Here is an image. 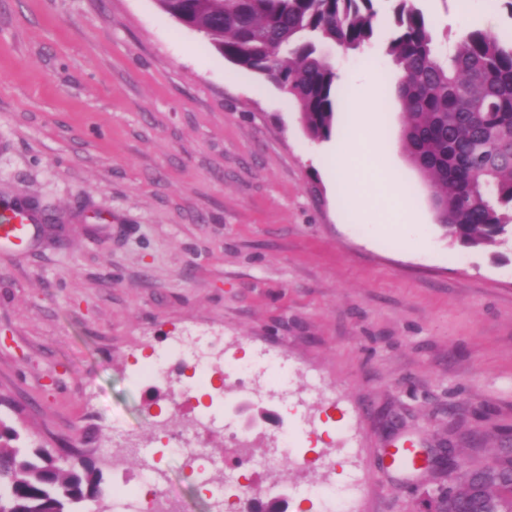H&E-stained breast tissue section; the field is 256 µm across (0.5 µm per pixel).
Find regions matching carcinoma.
I'll return each mask as SVG.
<instances>
[{"instance_id": "obj_1", "label": "carcinoma", "mask_w": 512, "mask_h": 512, "mask_svg": "<svg viewBox=\"0 0 512 512\" xmlns=\"http://www.w3.org/2000/svg\"><path fill=\"white\" fill-rule=\"evenodd\" d=\"M186 19L233 64L265 76L299 108L308 134L327 139L336 110V71L322 48L372 44L381 23L398 70L397 93L412 165L435 188L438 223L468 247L512 239V40L475 27L442 55L415 0H157ZM0 423V512H86L102 495L93 461L64 448H21ZM492 466L448 459L441 512H512V444H498Z\"/></svg>"}]
</instances>
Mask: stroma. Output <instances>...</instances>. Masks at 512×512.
Returning <instances> with one entry per match:
<instances>
[{
    "label": "stroma",
    "mask_w": 512,
    "mask_h": 512,
    "mask_svg": "<svg viewBox=\"0 0 512 512\" xmlns=\"http://www.w3.org/2000/svg\"><path fill=\"white\" fill-rule=\"evenodd\" d=\"M442 53L462 30L512 39L504 0H419ZM378 28L363 51H325L339 80L330 139H312L276 85L224 59L157 0H0V204L42 217L22 250L0 248V421L19 446L92 457L104 488L112 429H133L178 488L181 512H210L186 459L150 427L205 413L245 425L250 453L288 429L290 459L336 457V470L253 477L295 512H321L315 489L361 477L353 512H426L441 473L381 465L387 422L417 447L451 441L485 462L487 436L512 439V247L472 249L437 222L433 189L409 162L406 118ZM371 83V155L356 160L352 202L330 175L355 90ZM404 198L388 206L376 173ZM196 328L269 349L317 435L234 381L190 398L171 366L139 377L133 353ZM319 371L340 401L320 412Z\"/></svg>",
    "instance_id": "35a3bbf8"
}]
</instances>
